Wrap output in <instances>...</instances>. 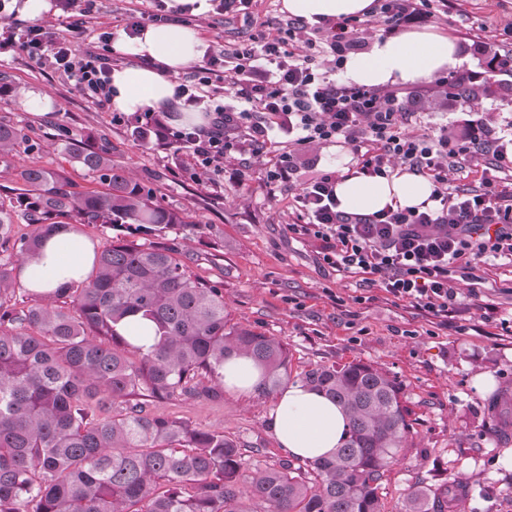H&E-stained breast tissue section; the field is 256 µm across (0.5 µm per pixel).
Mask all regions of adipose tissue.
Returning a JSON list of instances; mask_svg holds the SVG:
<instances>
[{"mask_svg":"<svg viewBox=\"0 0 512 512\" xmlns=\"http://www.w3.org/2000/svg\"><path fill=\"white\" fill-rule=\"evenodd\" d=\"M373 0H283L290 16L312 25L363 15ZM127 62L112 70L111 109L132 114L162 106L177 107L175 76L198 64L203 56L197 31L180 24L147 27L143 34L118 40ZM461 62L455 41L445 35L408 31L374 40L368 52L349 57L347 81L379 88L436 79ZM339 210L370 215L385 208L433 207V185L407 172L391 177L345 176L336 183ZM93 245L73 227L53 233L36 256L26 260L20 282L44 294L85 275ZM268 423L278 444L290 456L313 459L332 455L348 427L345 413L322 394L301 383L283 386Z\"/></svg>","mask_w":512,"mask_h":512,"instance_id":"1","label":"adipose tissue"}]
</instances>
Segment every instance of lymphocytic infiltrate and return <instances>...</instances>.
Segmentation results:
<instances>
[{"instance_id":"obj_1","label":"lymphocytic infiltrate","mask_w":512,"mask_h":512,"mask_svg":"<svg viewBox=\"0 0 512 512\" xmlns=\"http://www.w3.org/2000/svg\"><path fill=\"white\" fill-rule=\"evenodd\" d=\"M448 0H376V19L393 35L447 10ZM308 24L281 19L232 54V68L208 56L203 65L175 88L185 106L204 109L208 121L191 128L173 126L167 111L113 113L114 122L132 126L139 139L190 151L191 177L223 175L224 161L234 155L265 153L269 132L288 134V148L264 170L267 183L294 189L296 214L290 233L317 240L324 264L339 273L366 276L393 302H402L447 325L457 303L456 272L472 273L486 258L512 263V133L500 130L483 150L491 154L488 171L478 186L454 191L449 172L460 169L471 153V140L447 134L407 133L412 115L411 91L397 87L375 89L326 76L318 54L300 51ZM368 21L357 17L325 23V42L334 69H342L348 54L360 50ZM111 33L99 46L74 53L70 40L40 25H22L5 11L0 0V54L21 50L42 65L73 81L77 92L104 106L111 99ZM227 83L230 102L217 103L212 88ZM344 143L360 152L359 174L391 175L396 166L429 178L436 206L387 209L362 216L339 211L337 176L312 170L300 178L296 159L312 144Z\"/></svg>"}]
</instances>
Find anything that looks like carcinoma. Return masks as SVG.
<instances>
[{
	"mask_svg": "<svg viewBox=\"0 0 512 512\" xmlns=\"http://www.w3.org/2000/svg\"><path fill=\"white\" fill-rule=\"evenodd\" d=\"M25 128L0 120V162L22 188L0 195V512H384L379 481L409 432L401 387L364 362L316 365L306 386L349 416L346 439L324 459L288 460L244 474L224 429L151 412L156 400L216 401L224 360L250 357L265 396L289 381L288 348L224 317V293L193 274L165 241L184 213L112 163V146L69 138L72 162L97 187L26 163ZM37 231L18 238V222ZM121 227L130 237L94 251L90 273L34 303L13 302L26 260L61 226ZM154 326L147 351L119 331ZM454 489L412 492L409 512H448Z\"/></svg>",
	"mask_w": 512,
	"mask_h": 512,
	"instance_id": "cac0c4a2",
	"label": "carcinoma"
}]
</instances>
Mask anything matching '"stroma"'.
Returning a JSON list of instances; mask_svg holds the SVG:
<instances>
[{
  "instance_id": "obj_1",
  "label": "stroma",
  "mask_w": 512,
  "mask_h": 512,
  "mask_svg": "<svg viewBox=\"0 0 512 512\" xmlns=\"http://www.w3.org/2000/svg\"><path fill=\"white\" fill-rule=\"evenodd\" d=\"M148 0H96L76 53L95 46L102 31H114ZM281 0H253L246 11L186 13L178 22L199 32L208 52L229 51L248 41L262 25L281 17ZM428 31L456 40L465 54L463 69L486 73L492 56L512 55V0H458V6L427 23ZM0 72L14 81L17 96L0 99V120L25 127L40 149L39 164L66 173L82 189L92 179L70 162L60 128L112 145V160L134 179L152 187L158 200L184 212L189 226L169 233L187 248L191 269L220 285L230 323L252 326L280 340L290 354L292 375L317 365L363 361L382 367L402 389L409 433L385 471L378 494L385 512H406L417 487L438 491L465 484L464 512H512V264L487 259L478 283L458 280L457 305L447 326L431 324L424 313L388 300L361 276H340L321 263L318 244L288 231L292 194L270 189L252 158L243 180L231 179L237 159H228L225 176L197 182L185 175L191 157L156 141L136 140L129 128L112 121V111L80 96L72 82L17 51L0 58ZM44 92L48 110H25L19 96ZM419 122L411 133L436 135L467 126L498 129L512 122V102L481 96L469 108L449 106L440 90L424 93ZM351 146L336 143L303 151L301 168L346 173L357 165ZM273 396L225 393L199 402L164 400L154 413L189 421L200 429L220 428L240 442L243 469L278 463L288 454L269 430Z\"/></svg>"
}]
</instances>
